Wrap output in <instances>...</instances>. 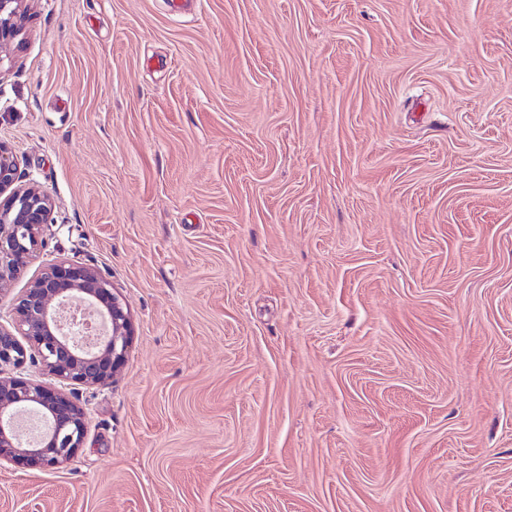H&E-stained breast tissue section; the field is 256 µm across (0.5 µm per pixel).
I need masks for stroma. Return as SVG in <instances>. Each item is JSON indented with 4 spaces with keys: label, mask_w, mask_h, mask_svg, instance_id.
<instances>
[{
    "label": "stroma",
    "mask_w": 512,
    "mask_h": 512,
    "mask_svg": "<svg viewBox=\"0 0 512 512\" xmlns=\"http://www.w3.org/2000/svg\"><path fill=\"white\" fill-rule=\"evenodd\" d=\"M28 0L0 142L133 314L0 512H512V0Z\"/></svg>",
    "instance_id": "35a3bbf8"
}]
</instances>
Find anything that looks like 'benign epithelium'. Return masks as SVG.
Listing matches in <instances>:
<instances>
[{"label": "benign epithelium", "instance_id": "benign-epithelium-1", "mask_svg": "<svg viewBox=\"0 0 512 512\" xmlns=\"http://www.w3.org/2000/svg\"><path fill=\"white\" fill-rule=\"evenodd\" d=\"M27 0H0V52L21 44ZM54 201L35 180H22L16 155L0 143V295L23 275L43 247ZM12 329L0 326V368L39 361L50 381L0 376V458L52 468L84 446L86 412L66 387H103L127 359L133 340L129 306L96 268L55 260L12 304ZM49 419L44 436L24 445L13 411Z\"/></svg>", "mask_w": 512, "mask_h": 512}]
</instances>
